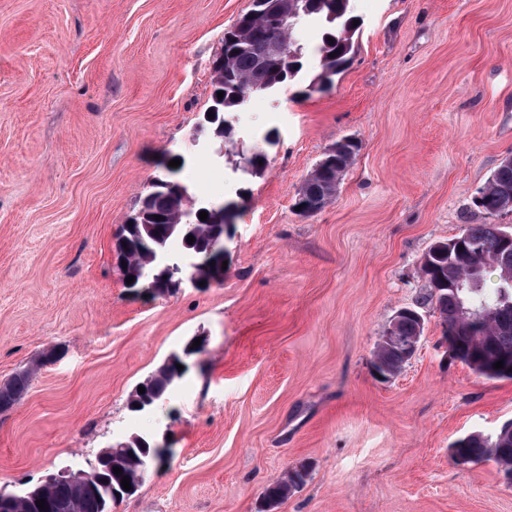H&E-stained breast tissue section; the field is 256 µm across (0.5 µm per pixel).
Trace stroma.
I'll use <instances>...</instances> for the list:
<instances>
[{"label":"stroma","mask_w":512,"mask_h":512,"mask_svg":"<svg viewBox=\"0 0 512 512\" xmlns=\"http://www.w3.org/2000/svg\"><path fill=\"white\" fill-rule=\"evenodd\" d=\"M250 3L0 0V384L37 369L0 412V492L148 433L172 455L114 512H261L302 464L274 512H512L495 463L449 456L512 420V380L450 358L429 310L401 372L372 368L428 248L512 227L473 204L512 157V0H353L347 69L310 88L321 28L305 24L302 77L234 112L224 144L204 129L211 61ZM270 131L268 170L243 173ZM345 138L360 150L333 202L300 216L298 189ZM166 152L191 194L238 211L222 283L146 297L113 242ZM197 338L170 398L130 411ZM308 475V469L305 465H301L299 468L291 469L288 473L272 483H270L263 494L264 510L270 512L276 506L288 498V496L304 484Z\"/></svg>","instance_id":"obj_1"}]
</instances>
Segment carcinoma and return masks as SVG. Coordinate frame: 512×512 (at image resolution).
Segmentation results:
<instances>
[{
    "label": "carcinoma",
    "mask_w": 512,
    "mask_h": 512,
    "mask_svg": "<svg viewBox=\"0 0 512 512\" xmlns=\"http://www.w3.org/2000/svg\"><path fill=\"white\" fill-rule=\"evenodd\" d=\"M261 14L241 15L232 30L224 35L220 56L212 63L213 88L211 111L218 113L213 134L224 140L233 135V127L224 119L255 95L274 93L288 86L302 69L303 47L298 30L305 22L323 26L317 47L320 68L332 78L343 72L355 52V17L350 0H260ZM224 92L218 98L217 92ZM335 163L315 166L298 193L302 194L305 215L313 216L331 203L343 174L353 164L360 149L357 142L344 139L335 143ZM175 156L165 154L162 172L156 175L141 198L136 215L122 225L115 251L128 254L124 277H135L127 288L152 295L170 294L181 288V281L194 274L205 280L211 239L228 231V224L202 221L196 213L204 209L197 201L191 213L177 217L190 202L188 188L179 196L169 184L179 171L168 166ZM475 206L493 215L512 212V158L500 162L480 189ZM159 215L162 220L154 219ZM507 231L496 224H469L454 237L456 248L448 251L431 245L421 259L424 280L415 313L404 316L391 341L374 352L376 367L383 375L393 376L409 361L424 329L422 311L439 313L442 324L455 329L457 340L473 351L461 362L490 379H512V372L494 368L498 358L512 354V283L504 273H512V246L503 245ZM195 242L188 243L187 236ZM182 359L174 355L143 383L145 392L134 393L131 411H141L134 404L146 397L156 405L168 398L172 386L182 378L177 369ZM34 370H25L0 385V406L19 404L28 393ZM170 449L160 448L146 436L135 434L125 441L101 450L93 468L95 479L77 486L60 478L41 489L34 487L19 494L0 493V500L11 502L4 512H56L64 504L67 512H112L120 499L131 495L121 486L123 477L139 488L141 464L165 463ZM492 461L500 472H512V423L503 424L495 433H473L457 440L451 447V459L461 464ZM121 468L116 475L113 468ZM308 469L302 465L270 483L263 494L265 512L276 506L304 484ZM45 501L47 510L36 506Z\"/></svg>",
    "instance_id": "cac0c4a2"
}]
</instances>
